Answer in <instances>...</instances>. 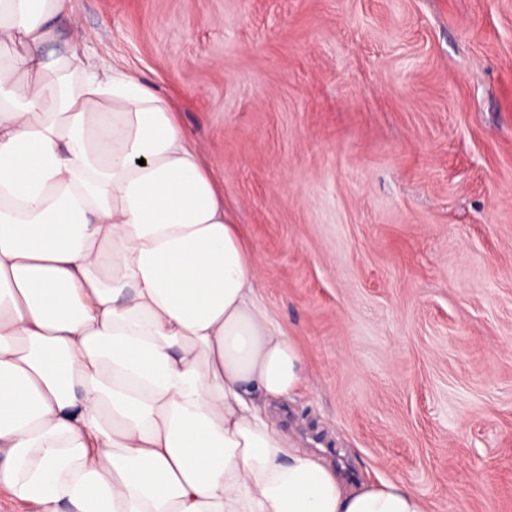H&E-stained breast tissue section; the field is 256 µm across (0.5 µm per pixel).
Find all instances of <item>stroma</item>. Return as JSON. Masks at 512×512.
Instances as JSON below:
<instances>
[{
    "mask_svg": "<svg viewBox=\"0 0 512 512\" xmlns=\"http://www.w3.org/2000/svg\"><path fill=\"white\" fill-rule=\"evenodd\" d=\"M168 96L306 353L282 427L427 512H512V0H70Z\"/></svg>",
    "mask_w": 512,
    "mask_h": 512,
    "instance_id": "35a3bbf8",
    "label": "stroma"
}]
</instances>
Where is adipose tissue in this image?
Listing matches in <instances>:
<instances>
[{"label": "adipose tissue", "mask_w": 512, "mask_h": 512, "mask_svg": "<svg viewBox=\"0 0 512 512\" xmlns=\"http://www.w3.org/2000/svg\"><path fill=\"white\" fill-rule=\"evenodd\" d=\"M0 0V489L35 512H426L272 410L304 352L171 103Z\"/></svg>", "instance_id": "ef3b65f1"}]
</instances>
